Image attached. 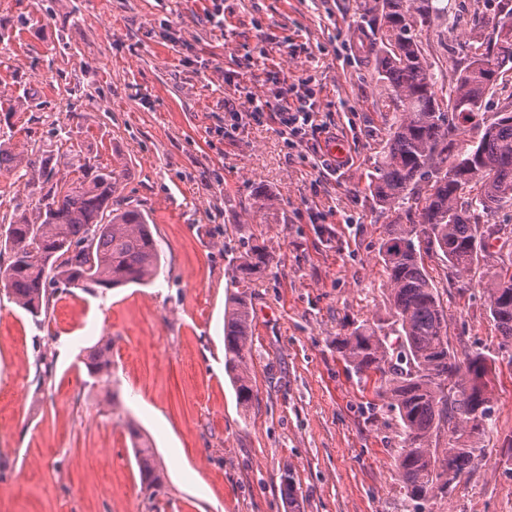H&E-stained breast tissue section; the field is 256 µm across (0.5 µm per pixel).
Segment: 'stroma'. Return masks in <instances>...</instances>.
I'll return each instance as SVG.
<instances>
[{"label": "stroma", "instance_id": "1", "mask_svg": "<svg viewBox=\"0 0 512 512\" xmlns=\"http://www.w3.org/2000/svg\"><path fill=\"white\" fill-rule=\"evenodd\" d=\"M360 3L224 0L218 29L209 0H57L49 16L41 0H0V90L26 97L6 147L127 166L119 193L143 203L163 252L152 285L73 290L42 328L0 290V512H288L287 471L301 512H512V349L500 347L480 279L460 284L427 263L451 344L483 353L495 384L482 454L448 496L419 507L405 497L393 466L400 421L385 408L368 415L375 383L336 351L348 326L387 319L381 230L417 219L371 191L393 114L358 52L371 28ZM444 4L421 40L452 83L491 36L485 20L512 0ZM308 76L347 151L331 175L314 170L311 149L289 150L278 125L247 116L249 96ZM229 105L242 120L226 117ZM261 193L272 208L258 209ZM39 197L18 171H0V220ZM244 222L277 259L245 281L235 262ZM243 291L246 410L224 367V307ZM102 336L112 376L90 388L77 357ZM44 354L54 375L42 384ZM130 421L165 471L152 501Z\"/></svg>", "mask_w": 512, "mask_h": 512}]
</instances>
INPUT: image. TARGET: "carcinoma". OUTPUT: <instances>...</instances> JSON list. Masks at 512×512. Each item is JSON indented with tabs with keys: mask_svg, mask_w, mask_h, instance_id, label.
Returning <instances> with one entry per match:
<instances>
[{
	"mask_svg": "<svg viewBox=\"0 0 512 512\" xmlns=\"http://www.w3.org/2000/svg\"><path fill=\"white\" fill-rule=\"evenodd\" d=\"M442 0H370L372 34L360 50L374 61L395 113L372 181L383 207L410 204L416 224H389L379 257L386 274L392 333L362 323L336 337V350L360 379L375 378L376 397L396 412L404 438L394 466L407 497L416 502L446 494L472 471L492 412L493 386L487 358L450 346L448 317L425 259L437 258L457 282L479 265L486 241L504 231L472 222L473 212H496L512 201V107L482 122L478 137L462 145L457 132L485 111L487 93L512 64V11L493 23V36L481 45L446 86L429 61L420 32L444 12ZM70 165L86 178L71 182L59 163L43 152L15 153L0 143V170H21L39 189V206L0 223V285L8 300L42 326L59 293L93 292L156 279L161 250L145 209L118 194L127 170L109 168L75 155ZM481 191L468 199V184ZM239 257L237 271L247 278L266 269L275 254L254 235ZM489 316L503 342L512 344V257L490 269L485 282ZM396 341H389L390 335ZM252 338L247 294L232 299L224 312V362L240 407L254 397L246 356ZM79 369L98 383L110 376L112 337L101 338L78 357ZM141 489L151 499L164 486V469L151 441L130 422ZM290 512H298L293 473L281 477Z\"/></svg>",
	"mask_w": 512,
	"mask_h": 512,
	"instance_id": "1",
	"label": "carcinoma"
}]
</instances>
